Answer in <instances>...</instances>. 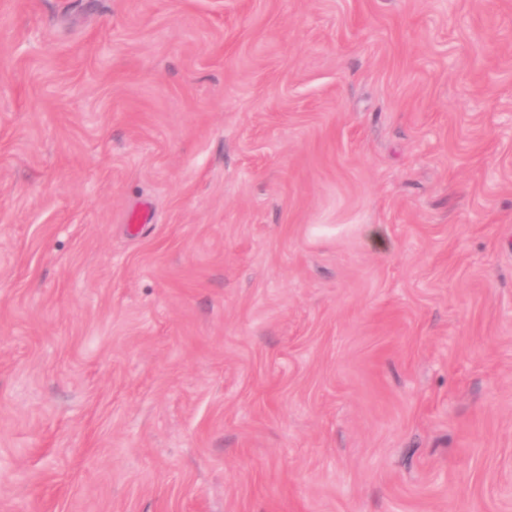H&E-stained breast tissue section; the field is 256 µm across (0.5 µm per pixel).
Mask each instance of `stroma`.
I'll return each instance as SVG.
<instances>
[{
    "label": "stroma",
    "mask_w": 512,
    "mask_h": 512,
    "mask_svg": "<svg viewBox=\"0 0 512 512\" xmlns=\"http://www.w3.org/2000/svg\"><path fill=\"white\" fill-rule=\"evenodd\" d=\"M0 512H512V0H0Z\"/></svg>",
    "instance_id": "1"
}]
</instances>
